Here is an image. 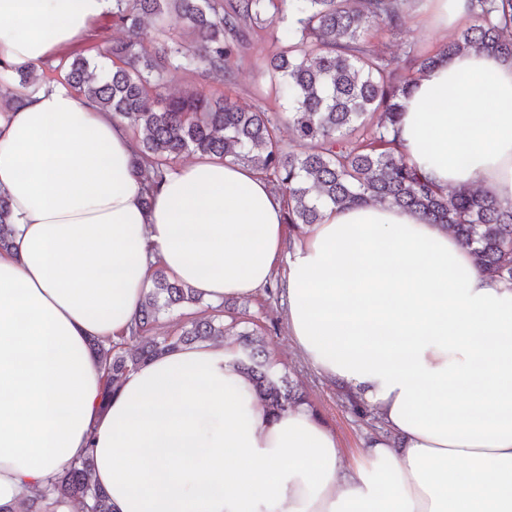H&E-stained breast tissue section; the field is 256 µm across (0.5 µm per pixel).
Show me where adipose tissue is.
<instances>
[{"label": "adipose tissue", "instance_id": "1", "mask_svg": "<svg viewBox=\"0 0 512 512\" xmlns=\"http://www.w3.org/2000/svg\"><path fill=\"white\" fill-rule=\"evenodd\" d=\"M112 0H0V57L41 68ZM0 113V506L92 454L113 512H512V284L412 210L329 209L287 235L255 170L219 158L145 199L122 123L65 83ZM397 140L440 189L512 200V57L423 73ZM286 262L297 353L387 433L354 464L301 405L271 416L220 342L181 346L114 391L91 350L127 332L151 264L203 298L254 296ZM15 229L11 223L10 204L6 197L0 195V250L14 246Z\"/></svg>", "mask_w": 512, "mask_h": 512}]
</instances>
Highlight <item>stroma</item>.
<instances>
[{
    "label": "stroma",
    "mask_w": 512,
    "mask_h": 512,
    "mask_svg": "<svg viewBox=\"0 0 512 512\" xmlns=\"http://www.w3.org/2000/svg\"><path fill=\"white\" fill-rule=\"evenodd\" d=\"M276 27L247 32L246 39L234 65L230 82L220 83L207 76L202 64L189 69H171L165 75L164 94L174 95L187 89H201L213 96H226L243 106L264 107L275 112L286 111L284 101L276 98L270 84L267 64L275 50ZM122 32L114 26L111 15H104L78 40L63 45L58 58H89L95 66H109L107 47ZM370 40L379 48L399 54L419 56L434 52L446 41L445 36L428 29L415 15H408L396 31H375ZM244 314L245 327L261 333L274 372L288 376L302 388L307 405L335 432L343 449L345 461H352L371 435L379 429V422L371 412H358L347 395L322 379L308 366L294 349L284 321V306L279 300L257 293L249 299L237 300Z\"/></svg>",
    "instance_id": "35a3bbf8"
}]
</instances>
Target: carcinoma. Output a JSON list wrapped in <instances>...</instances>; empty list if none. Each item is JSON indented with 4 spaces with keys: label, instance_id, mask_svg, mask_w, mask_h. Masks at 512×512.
I'll use <instances>...</instances> for the list:
<instances>
[{
    "label": "carcinoma",
    "instance_id": "obj_1",
    "mask_svg": "<svg viewBox=\"0 0 512 512\" xmlns=\"http://www.w3.org/2000/svg\"><path fill=\"white\" fill-rule=\"evenodd\" d=\"M411 0H112V19L126 33L112 42V67L101 78L84 58L60 63L55 71L74 91L144 131L136 144L147 190L172 171L170 160L190 151L251 167L263 175L285 204V223L299 232L318 224L328 207L390 203L445 224L468 248L476 266L512 284V201L484 191L444 192L418 174L396 143L401 102L417 75L444 56L491 50L512 57V0H470L473 24L430 56L415 61L416 74L403 72L397 56L371 48L368 33L394 31ZM291 22L276 38L269 63L272 89L288 101L280 116L187 90L161 98L160 61L174 68L204 64L218 80L231 71L248 29ZM183 23L184 39L166 29L168 16ZM33 69L0 59V82L30 84ZM294 137L314 144L312 152L280 145L281 123ZM10 204L0 195V250L14 246ZM151 287L129 333L95 340L108 390L136 367L181 345L222 340L238 325L236 312L216 306L190 318L174 334L154 336L165 312L200 301L194 289L154 266ZM237 366L269 412L277 416L304 403L285 376L271 371L255 333H237ZM91 456L70 463L50 484L18 503L12 512H112L96 481Z\"/></svg>",
    "mask_w": 512,
    "mask_h": 512
}]
</instances>
